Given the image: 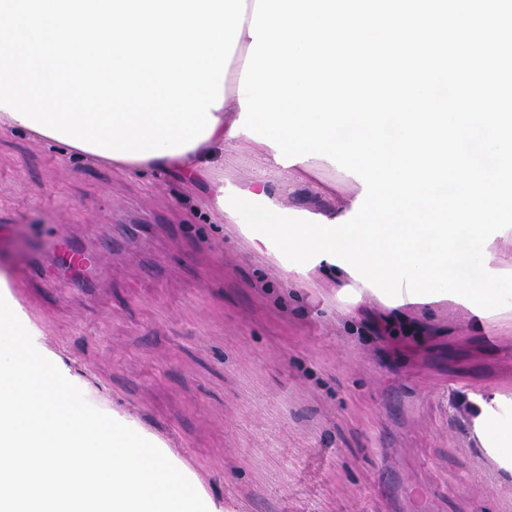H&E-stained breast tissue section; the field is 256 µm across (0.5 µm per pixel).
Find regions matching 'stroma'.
<instances>
[{
    "label": "stroma",
    "instance_id": "1",
    "mask_svg": "<svg viewBox=\"0 0 512 512\" xmlns=\"http://www.w3.org/2000/svg\"><path fill=\"white\" fill-rule=\"evenodd\" d=\"M203 199L0 129V269L87 401L136 418L224 512H512L456 403L512 398V311L477 329L440 302L387 325L374 293L289 280ZM60 233L104 258L93 288L60 271Z\"/></svg>",
    "mask_w": 512,
    "mask_h": 512
}]
</instances>
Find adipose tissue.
I'll return each mask as SVG.
<instances>
[{
    "label": "adipose tissue",
    "mask_w": 512,
    "mask_h": 512,
    "mask_svg": "<svg viewBox=\"0 0 512 512\" xmlns=\"http://www.w3.org/2000/svg\"><path fill=\"white\" fill-rule=\"evenodd\" d=\"M255 0H0V128L59 142L118 171L175 170L204 183L219 211L224 165L251 157L243 190L279 203L275 150L232 135L241 107L230 62L244 64ZM288 179L328 220L348 215L313 161ZM480 448L512 483V422L499 393L462 397Z\"/></svg>",
    "instance_id": "ef3b65f1"
}]
</instances>
